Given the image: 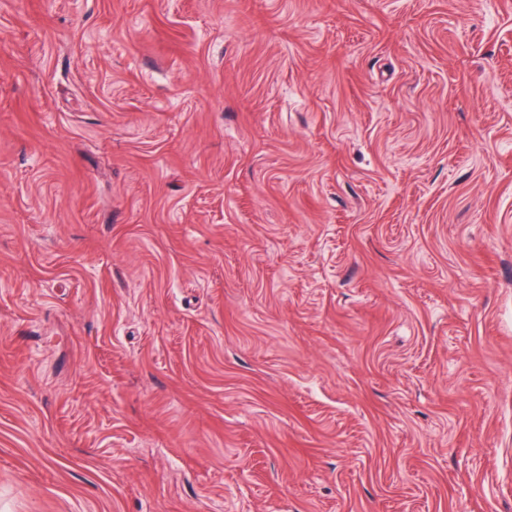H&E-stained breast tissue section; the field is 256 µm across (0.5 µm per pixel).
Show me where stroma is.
<instances>
[{
    "label": "stroma",
    "instance_id": "35a3bbf8",
    "mask_svg": "<svg viewBox=\"0 0 512 512\" xmlns=\"http://www.w3.org/2000/svg\"><path fill=\"white\" fill-rule=\"evenodd\" d=\"M0 512H512V0H0Z\"/></svg>",
    "mask_w": 512,
    "mask_h": 512
}]
</instances>
